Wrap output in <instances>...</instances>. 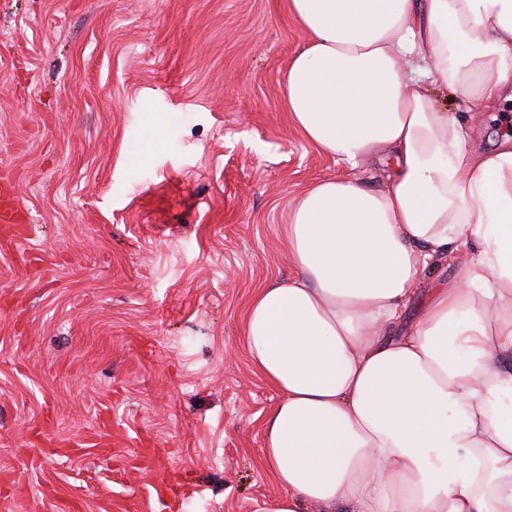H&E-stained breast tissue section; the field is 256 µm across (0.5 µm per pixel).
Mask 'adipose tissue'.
Segmentation results:
<instances>
[{
    "label": "adipose tissue",
    "mask_w": 512,
    "mask_h": 512,
    "mask_svg": "<svg viewBox=\"0 0 512 512\" xmlns=\"http://www.w3.org/2000/svg\"><path fill=\"white\" fill-rule=\"evenodd\" d=\"M288 11L306 36L282 81L292 126L384 185H309L285 226L295 276L247 307L244 347L280 395L265 512H512V137L472 150L434 96L512 101V0Z\"/></svg>",
    "instance_id": "1"
}]
</instances>
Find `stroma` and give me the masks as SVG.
Here are the masks:
<instances>
[{
  "label": "stroma",
  "mask_w": 512,
  "mask_h": 512,
  "mask_svg": "<svg viewBox=\"0 0 512 512\" xmlns=\"http://www.w3.org/2000/svg\"><path fill=\"white\" fill-rule=\"evenodd\" d=\"M287 0H0V512H261L242 344L291 201L382 185L294 130Z\"/></svg>",
  "instance_id": "1"
}]
</instances>
